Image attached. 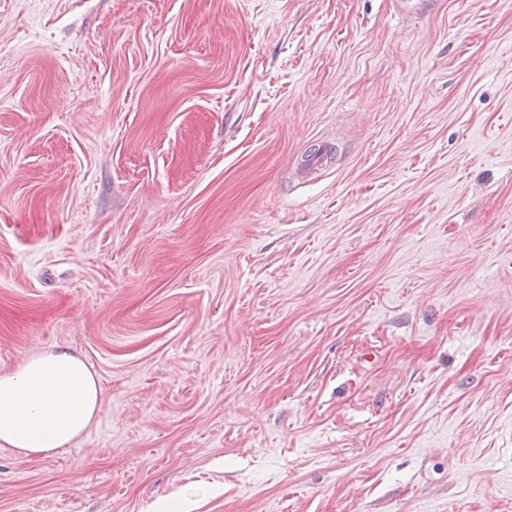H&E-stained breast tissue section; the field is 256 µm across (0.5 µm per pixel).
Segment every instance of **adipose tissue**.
<instances>
[{
  "mask_svg": "<svg viewBox=\"0 0 512 512\" xmlns=\"http://www.w3.org/2000/svg\"><path fill=\"white\" fill-rule=\"evenodd\" d=\"M100 398L81 357L60 347L35 353L0 375V446L27 458L69 447L94 421Z\"/></svg>",
  "mask_w": 512,
  "mask_h": 512,
  "instance_id": "obj_1",
  "label": "adipose tissue"
}]
</instances>
